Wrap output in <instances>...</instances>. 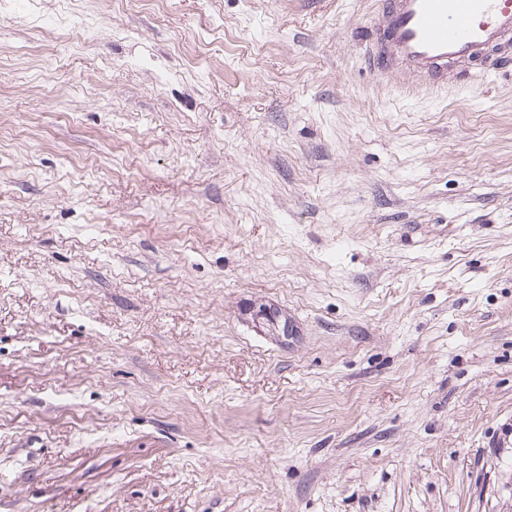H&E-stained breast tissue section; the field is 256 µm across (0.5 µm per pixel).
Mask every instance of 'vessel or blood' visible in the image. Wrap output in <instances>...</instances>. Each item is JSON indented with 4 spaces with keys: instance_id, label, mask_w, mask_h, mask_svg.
Listing matches in <instances>:
<instances>
[{
    "instance_id": "vessel-or-blood-1",
    "label": "vessel or blood",
    "mask_w": 512,
    "mask_h": 512,
    "mask_svg": "<svg viewBox=\"0 0 512 512\" xmlns=\"http://www.w3.org/2000/svg\"><path fill=\"white\" fill-rule=\"evenodd\" d=\"M377 12L364 53L375 76L442 90L473 79L475 59L486 75L512 62V0H379Z\"/></svg>"
}]
</instances>
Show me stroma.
I'll use <instances>...</instances> for the list:
<instances>
[{"label":"stroma","mask_w":512,"mask_h":512,"mask_svg":"<svg viewBox=\"0 0 512 512\" xmlns=\"http://www.w3.org/2000/svg\"><path fill=\"white\" fill-rule=\"evenodd\" d=\"M374 3L0 0V512H512V74ZM365 39L366 69L403 84L422 79L442 90L512 63L511 0H379ZM476 58L483 69L459 70Z\"/></svg>","instance_id":"stroma-1"}]
</instances>
